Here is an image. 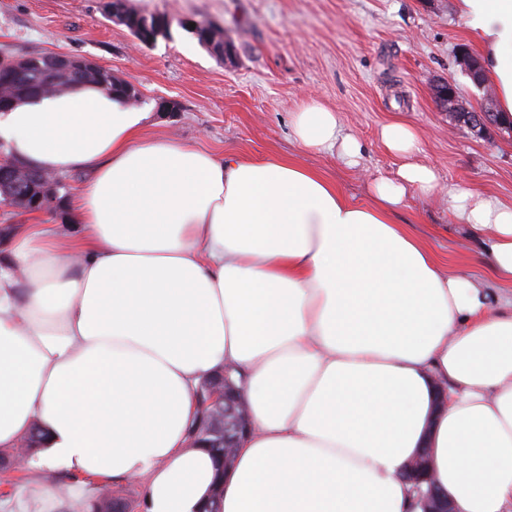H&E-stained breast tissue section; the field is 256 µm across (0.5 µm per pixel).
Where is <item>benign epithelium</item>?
<instances>
[{
	"label": "benign epithelium",
	"mask_w": 512,
	"mask_h": 512,
	"mask_svg": "<svg viewBox=\"0 0 512 512\" xmlns=\"http://www.w3.org/2000/svg\"><path fill=\"white\" fill-rule=\"evenodd\" d=\"M109 16L112 20L125 25L139 41L146 44L154 42L160 36L168 35L165 25L156 19H150L146 14L137 20L131 19L123 0L110 2ZM203 29L208 36L209 50H214L218 45L219 57H230L234 54L231 43L224 39L223 33L216 28L197 24L195 28H191V32L196 33ZM440 93L448 111L455 113L458 120L472 130L483 132L489 127H500V123L493 119V113L468 109L459 100L453 84L441 85ZM1 177L9 178L18 190L13 203V208L17 211H51L56 208L58 199L52 193L43 191L34 200H29L32 189L28 188V185L32 184V180L41 177L38 170L21 168L1 158ZM193 397L200 407L201 421L198 429L187 436V447L224 449V469L227 470L233 466L236 449L252 429L249 412L240 398L229 370H224V373L218 376L205 378L193 391ZM422 502L423 512H454L451 500L433 483L430 484L429 491L423 495Z\"/></svg>",
	"instance_id": "obj_1"
}]
</instances>
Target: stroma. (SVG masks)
Masks as SVG:
<instances>
[{
    "instance_id": "stroma-1",
    "label": "stroma",
    "mask_w": 512,
    "mask_h": 512,
    "mask_svg": "<svg viewBox=\"0 0 512 512\" xmlns=\"http://www.w3.org/2000/svg\"><path fill=\"white\" fill-rule=\"evenodd\" d=\"M457 0H125L127 8L172 20L169 37L141 44L107 15L104 0H0V54L83 58L134 85L137 107L151 112L153 135L170 134L221 154L293 157L359 202L370 181L395 177L401 164L379 137L395 119L415 128L423 160L441 184L512 200V134L455 123L435 97L449 82L469 108L485 98L458 62L470 47ZM211 23L235 49L211 55L181 21ZM337 112L363 145L357 167L295 145L290 114L308 98ZM164 101L177 103L161 111ZM397 218L449 268H463L490 298L503 295L478 242L436 197L409 193ZM45 469L31 465L0 483V512H67L72 480L45 495Z\"/></svg>"
}]
</instances>
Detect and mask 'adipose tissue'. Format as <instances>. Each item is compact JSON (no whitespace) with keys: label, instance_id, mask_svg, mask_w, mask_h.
<instances>
[{"label":"adipose tissue","instance_id":"adipose-tissue-1","mask_svg":"<svg viewBox=\"0 0 512 512\" xmlns=\"http://www.w3.org/2000/svg\"><path fill=\"white\" fill-rule=\"evenodd\" d=\"M457 8L510 117L512 0ZM148 126L86 82L0 113L20 163L94 174L68 229L19 225L0 256V449L37 424L42 467L139 483L143 512H199L215 466L187 445L193 391L229 367L253 429L221 512H421L402 473L425 445L456 512H512V296L491 302L395 222L439 188L414 129L381 127L402 163L363 204L293 159ZM290 126L303 152L362 153L316 100ZM447 203L512 286V201L452 185Z\"/></svg>","mask_w":512,"mask_h":512}]
</instances>
